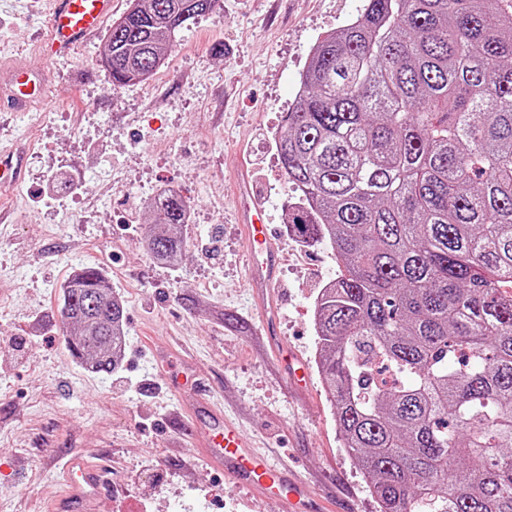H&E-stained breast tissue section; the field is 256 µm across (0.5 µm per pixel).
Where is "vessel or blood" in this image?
<instances>
[{
    "label": "vessel or blood",
    "instance_id": "b4317fda",
    "mask_svg": "<svg viewBox=\"0 0 512 512\" xmlns=\"http://www.w3.org/2000/svg\"><path fill=\"white\" fill-rule=\"evenodd\" d=\"M113 0H53L49 16V33L43 47L48 56L67 54L78 44L95 35L112 14ZM7 101L15 112L26 111L43 100L45 84L42 75L17 68L6 90ZM245 224L250 256L248 281L257 298L266 300L271 313L267 322H274L272 313L277 303L268 291L278 278L281 258L263 224L264 206L250 198ZM195 412L205 426L197 430V445L216 467L259 498L281 505L280 512H315L303 482L290 477L288 471L276 468L268 458L253 449L250 441L223 412L207 399L196 397ZM65 494L57 504L59 512H90L100 496L106 478L104 471L87 464L82 458H69L63 465Z\"/></svg>",
    "mask_w": 512,
    "mask_h": 512
}]
</instances>
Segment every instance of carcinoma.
<instances>
[{"mask_svg": "<svg viewBox=\"0 0 512 512\" xmlns=\"http://www.w3.org/2000/svg\"><path fill=\"white\" fill-rule=\"evenodd\" d=\"M218 0H130L114 85L151 77ZM295 232L341 264L314 308L344 448L379 512H512V0H365L311 50L276 141ZM187 202L152 207L153 256ZM71 347L109 375L122 302L96 268L63 289Z\"/></svg>", "mask_w": 512, "mask_h": 512, "instance_id": "carcinoma-1", "label": "carcinoma"}]
</instances>
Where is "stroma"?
<instances>
[{"label": "stroma", "instance_id": "obj_1", "mask_svg": "<svg viewBox=\"0 0 512 512\" xmlns=\"http://www.w3.org/2000/svg\"><path fill=\"white\" fill-rule=\"evenodd\" d=\"M363 5L220 0L153 76L116 86L101 65L104 35L46 58L47 0H0V92L16 65L48 79L42 121L0 112V144L22 175L0 187V512H53L72 455L112 467L93 512H274L173 428L188 405L165 387L171 366L207 385L211 404L305 481L321 512H379L317 365L314 302L336 257L330 243L289 233L295 192L276 150L313 45ZM72 169L81 188L43 206L51 176ZM160 189L195 213L175 267L153 258L143 224L142 203ZM250 193L283 253L276 329L308 365L306 391L286 385L259 332L240 215ZM82 265L107 274L125 307V354L106 378L73 356L61 317L62 286Z\"/></svg>", "mask_w": 512, "mask_h": 512}]
</instances>
